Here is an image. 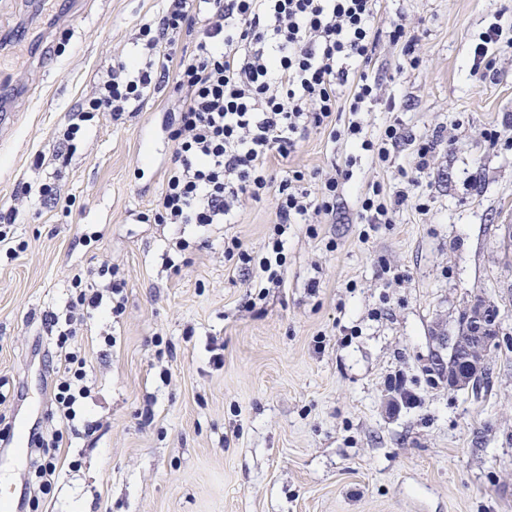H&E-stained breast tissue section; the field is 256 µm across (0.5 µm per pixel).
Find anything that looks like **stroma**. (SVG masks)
<instances>
[{"label": "stroma", "mask_w": 512, "mask_h": 512, "mask_svg": "<svg viewBox=\"0 0 512 512\" xmlns=\"http://www.w3.org/2000/svg\"><path fill=\"white\" fill-rule=\"evenodd\" d=\"M67 0L39 9L0 0V66L28 83L0 135V206L23 186L53 183L70 210L31 197L7 225L18 249L0 250V495L19 512H512V147L484 143L512 129V56L495 81L469 75L471 50L494 20L512 24V0H382L385 24L405 15L421 59L380 40L371 62L396 108L374 106L368 137L393 122L430 137L417 171L411 144L392 167L310 130L273 173L330 172L355 157L353 179L329 223L289 225L279 287L263 300L224 245L264 254L273 199L246 202L236 223L200 228L138 219L159 196L172 152L167 92L125 124L98 114L71 154L56 159L68 113L115 49L130 46L161 0ZM54 37V62L32 54ZM417 181L427 211L402 207L391 224L356 222V189L393 188L397 168ZM191 247L168 258L173 238ZM125 283L120 315L96 311L68 347L93 384L82 401L84 438L40 402L55 383L42 318L65 315L73 271L101 264ZM399 272L387 281L383 267ZM498 307L488 355L492 387L474 395L438 373L475 300ZM113 345H106V338ZM59 433V475L43 489L38 453H18V420Z\"/></svg>", "instance_id": "1"}]
</instances>
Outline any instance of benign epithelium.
I'll return each instance as SVG.
<instances>
[{"mask_svg": "<svg viewBox=\"0 0 512 512\" xmlns=\"http://www.w3.org/2000/svg\"><path fill=\"white\" fill-rule=\"evenodd\" d=\"M468 327L456 336H439L442 346H451L461 357V367L447 375L448 385L468 389L479 377L485 376L488 351L499 335L497 307L485 301L477 302L467 313Z\"/></svg>", "mask_w": 512, "mask_h": 512, "instance_id": "benign-epithelium-1", "label": "benign epithelium"}]
</instances>
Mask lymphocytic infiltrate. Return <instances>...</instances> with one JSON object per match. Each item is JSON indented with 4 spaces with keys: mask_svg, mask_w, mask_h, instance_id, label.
<instances>
[{
    "mask_svg": "<svg viewBox=\"0 0 512 512\" xmlns=\"http://www.w3.org/2000/svg\"><path fill=\"white\" fill-rule=\"evenodd\" d=\"M378 6L379 0H165L161 13L140 26L135 49L113 53L94 77L62 140L74 141L91 113L120 123L142 110L152 89L172 86L174 149L148 216L158 224H231L243 201L273 197L276 222L266 256L256 260L243 251L239 259L253 268L256 288L279 284L289 225L335 216L351 174L325 176L313 191L311 175L300 170L273 178L271 159L290 157L314 128L328 130L331 141L359 143L382 165L403 139L394 124L375 139L364 133L362 115L383 90L369 69L380 39L401 45L410 65L419 63L402 19L373 28ZM187 36L194 40L190 52L180 48ZM511 53L501 23H491L473 46L471 77L479 84L493 78L498 59ZM350 61L361 62L362 70L350 73ZM411 200L426 209L408 187L387 192L375 182L359 194L357 218L390 224ZM109 272L104 266L73 275L79 307L71 323L82 324L105 295L121 294L122 281ZM54 374V412L73 422L89 381L86 362L59 349Z\"/></svg>",
    "mask_w": 512,
    "mask_h": 512,
    "instance_id": "f902f5d3",
    "label": "lymphocytic infiltrate"
}]
</instances>
